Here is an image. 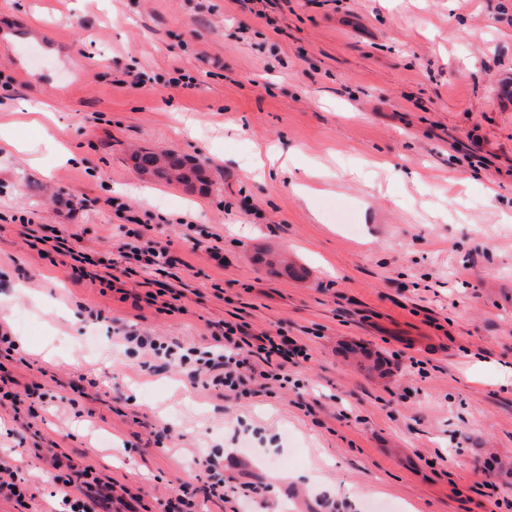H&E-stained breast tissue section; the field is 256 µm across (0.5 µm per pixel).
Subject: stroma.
Returning a JSON list of instances; mask_svg holds the SVG:
<instances>
[{"instance_id":"obj_1","label":"stroma","mask_w":512,"mask_h":512,"mask_svg":"<svg viewBox=\"0 0 512 512\" xmlns=\"http://www.w3.org/2000/svg\"><path fill=\"white\" fill-rule=\"evenodd\" d=\"M178 69L192 87L169 85ZM510 87L512 0H0V127L26 144L0 151L22 387L0 402V459L28 512H62L54 453L151 512L205 486L206 456L259 492L200 512H512ZM270 144L298 166L255 178ZM135 148L206 159L209 189L141 179ZM308 166L333 176L304 197ZM131 215L141 249L178 261L177 310L147 303L153 270L77 281L32 236L63 224L115 259ZM227 321L309 356L237 397L117 338L202 349Z\"/></svg>"}]
</instances>
